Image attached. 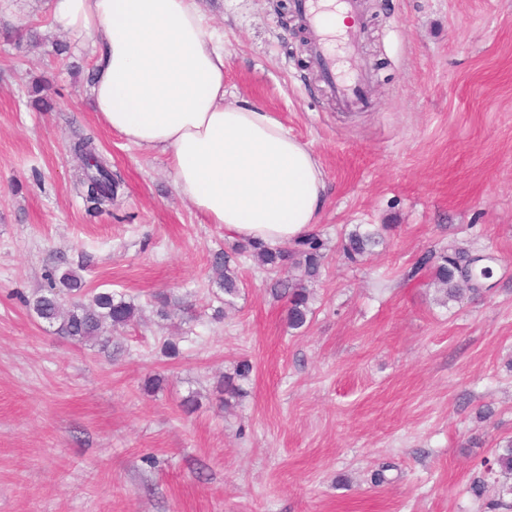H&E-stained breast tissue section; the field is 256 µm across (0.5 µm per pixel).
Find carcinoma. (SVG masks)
Returning <instances> with one entry per match:
<instances>
[{"instance_id":"1","label":"carcinoma","mask_w":512,"mask_h":512,"mask_svg":"<svg viewBox=\"0 0 512 512\" xmlns=\"http://www.w3.org/2000/svg\"><path fill=\"white\" fill-rule=\"evenodd\" d=\"M74 150L83 158V173L80 183L84 188L87 202L95 210L112 205L123 184L120 176L112 173L90 137H83L74 144ZM387 225L373 230L355 226L345 237L342 251L351 262L360 261L379 244L382 232ZM235 253L247 254L274 274L271 291L277 297L287 300L288 327L298 330L306 325L311 314L309 293L306 283L319 277L324 265L325 243L316 233H310L286 247L271 249L258 242H245L237 245ZM482 256L453 249L449 252L424 255L419 265H431L434 276L441 285L439 301L442 304L455 300L463 291L481 293V288L468 287L469 270L479 265ZM214 284L224 293V304L230 306L239 294V277L233 257L222 251H215L210 259ZM50 286L25 300L28 307L39 319L51 325L59 324L58 332L76 343L94 342L106 349L112 343L110 332L117 326H127L134 322L140 308L123 294L110 291L97 292L89 300H78L64 309L60 291L55 288L60 280L68 291L78 295L85 289V282L74 270L59 271L54 265L46 271ZM252 367L246 360L237 363L234 373L224 376V392L241 396L244 390L235 384L237 380L248 379ZM489 470L504 475H512V441L498 449ZM488 512H512V483L499 486L497 498L486 503Z\"/></svg>"}]
</instances>
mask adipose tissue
I'll return each instance as SVG.
<instances>
[{"mask_svg": "<svg viewBox=\"0 0 512 512\" xmlns=\"http://www.w3.org/2000/svg\"><path fill=\"white\" fill-rule=\"evenodd\" d=\"M55 24L99 55L98 119L166 161L209 223L280 247L318 224L326 172L269 112L230 101L224 38L199 0H57Z\"/></svg>", "mask_w": 512, "mask_h": 512, "instance_id": "ef3b65f1", "label": "adipose tissue"}]
</instances>
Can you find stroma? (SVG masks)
I'll list each match as a JSON object with an SVG mask.
<instances>
[{"label":"stroma","instance_id":"obj_1","mask_svg":"<svg viewBox=\"0 0 512 512\" xmlns=\"http://www.w3.org/2000/svg\"><path fill=\"white\" fill-rule=\"evenodd\" d=\"M276 4L200 0L226 90L327 174V259L298 330L245 257L225 309L210 254L236 238L178 195L162 156L97 119L96 58L54 26L55 0H0V512H484L494 497L483 463L512 440V0H364L358 49L336 57L366 75L356 107ZM41 79L42 112L27 94ZM79 135L124 181L109 211L82 197ZM380 224L384 241L348 262L344 234ZM451 247L491 256L489 293L437 303L417 262ZM59 260L140 306L109 350L24 305ZM241 360L245 394L223 403Z\"/></svg>","mask_w":512,"mask_h":512}]
</instances>
